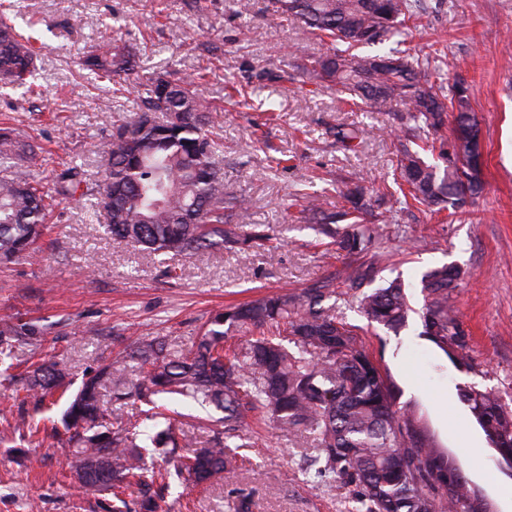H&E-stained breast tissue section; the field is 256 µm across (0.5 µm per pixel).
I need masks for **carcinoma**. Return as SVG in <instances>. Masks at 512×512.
<instances>
[{"label": "carcinoma", "instance_id": "1", "mask_svg": "<svg viewBox=\"0 0 512 512\" xmlns=\"http://www.w3.org/2000/svg\"><path fill=\"white\" fill-rule=\"evenodd\" d=\"M14 10L13 0L0 3V88L29 90L38 49L32 36L16 30ZM264 11L330 41L326 53L303 64L300 77L336 86L343 104L359 100L375 112L393 113L402 192L396 201L461 212L467 196L482 187L479 128L468 88L457 84L445 91L432 80L428 58L403 47L406 22L417 15L412 0H267ZM83 64L100 82L141 69L136 53L105 36ZM197 85V75L173 66L142 76L132 118L113 124L95 148L104 166L97 205L119 244L190 258L203 248L247 243L262 248L272 240L263 231L238 234L240 225L250 223L249 200L224 186V170L214 161L218 143L206 131L210 104ZM450 112L456 113V129L447 142L441 132ZM362 134L338 128L336 140L354 152ZM436 149L438 162H428L425 154ZM35 155L34 145L15 129L0 128L1 265L37 258L54 202L81 200L78 167L62 170L50 194L28 166ZM344 197L349 207L326 212L311 204L302 218L315 216L338 250L365 257L375 239L371 225L381 219L363 203L359 186ZM334 224L349 225L338 240ZM342 275L356 288L343 303L368 323L396 331L417 313L423 336L445 353L453 346L455 358L467 360L448 296L460 268L443 264L422 275L419 311L398 280L357 291L374 281L372 262L347 263ZM335 281L331 277L312 289L305 304L273 294L217 311L187 350L164 336L142 341L85 374L76 388L56 361L35 364L24 375L27 390L39 405L66 398L61 423L67 443L75 448V462L94 466L80 487L110 493L106 512H161L170 480L202 484L233 476L237 449L247 447L244 419L259 411L283 437L314 436L310 466L316 483L353 487L358 512H487L469 504L472 493L464 477L448 490V454L426 434L416 412L397 406L387 372L342 312L334 304L322 305ZM40 335L31 322L1 316L0 374L15 379L9 360ZM108 392L116 402L112 407L104 400ZM460 398L492 447L512 448V409L495 392L473 386L461 390ZM170 400L218 413L204 445L177 441ZM128 401L148 406L150 430L125 418L122 405ZM157 459L170 465L162 482L148 465Z\"/></svg>", "mask_w": 512, "mask_h": 512}]
</instances>
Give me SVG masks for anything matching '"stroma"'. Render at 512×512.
<instances>
[{"instance_id":"stroma-1","label":"stroma","mask_w":512,"mask_h":512,"mask_svg":"<svg viewBox=\"0 0 512 512\" xmlns=\"http://www.w3.org/2000/svg\"><path fill=\"white\" fill-rule=\"evenodd\" d=\"M14 24L36 38L39 74L35 93L0 92V126L38 146L31 168L46 191L71 162L95 186L103 176L96 142L136 107L137 84L90 81L78 63V51L106 32L147 70L173 63L200 74V93L213 107L208 131L224 144L217 155L224 181L250 198L252 221L241 231L258 225L283 240L275 249L205 250L163 264L107 236L95 196L62 202L47 221L42 261L0 265V316L47 328L35 347L16 350L20 368L52 358L79 374L148 337L188 345L212 311L230 305L269 293L303 301L343 262L326 257L321 234L299 212L312 198L342 207L344 183L357 179L375 212L390 217L373 227L375 282L401 280L415 313L397 333L352 309L345 319L395 384L398 406L421 414L491 512H512V468L460 399L465 387H487L512 406V44L504 41L512 0H420L406 40L435 59L434 78L444 87L466 82L479 122L483 188L455 219L378 201L398 176L387 113L340 112L333 88L273 80L280 67L296 68L328 48L281 18L241 12L238 0H207L200 11L187 0H19ZM340 127L363 130L357 153L340 148ZM447 263L462 271L449 296L468 352L463 364L422 337L417 314L422 275ZM112 335L121 343L104 350L103 337ZM20 387L0 378V408L14 412L0 419V512H101L105 493L74 483L71 449L21 427L34 411ZM247 435L236 478L171 485L169 512H234L243 494L251 512H354L349 488L314 485L303 459L312 435L283 438L255 419Z\"/></svg>"}]
</instances>
